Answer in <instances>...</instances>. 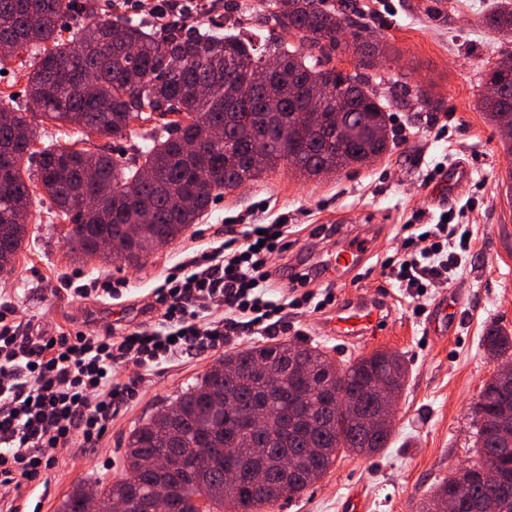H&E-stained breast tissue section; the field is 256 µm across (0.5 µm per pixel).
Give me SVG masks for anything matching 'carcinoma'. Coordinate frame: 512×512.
Returning <instances> with one entry per match:
<instances>
[{
	"label": "carcinoma",
	"instance_id": "1",
	"mask_svg": "<svg viewBox=\"0 0 512 512\" xmlns=\"http://www.w3.org/2000/svg\"><path fill=\"white\" fill-rule=\"evenodd\" d=\"M76 0H0V59L31 47L38 50L27 75L26 95L42 117L75 125L115 141L129 136L130 123L170 117L145 140L139 162L122 167L110 154L72 147L32 150L33 118L18 107H0V273L10 271L27 236L15 216L28 212L30 186L25 157L38 155L37 177L56 214L71 220L64 238L81 259L145 264L154 239L172 243L205 214L215 191L235 189L281 164L304 178L336 175L387 152L388 105L363 73L346 74L331 64L338 35L354 32L357 67L369 69L383 54L380 33L319 0H262L266 19L278 30L258 49L252 40L216 29H190L172 20L153 30L118 14L92 20L75 43L61 36L63 20ZM485 28L512 35V0H496L484 14ZM299 45L285 46V37ZM318 51L315 57L312 51ZM276 58L282 70L274 90L259 87L246 101H234L224 86L200 91L215 69L223 78L246 80L250 70ZM500 127L512 126V65L488 71L479 103ZM122 239L126 252L97 249L104 239ZM486 352L512 358V333L488 325ZM300 360L320 384L313 391L300 379L281 377L278 396L266 389L269 359ZM408 364L399 354L377 350L344 368L304 343H275L224 355L173 404L135 427L126 444L130 459L155 448L159 429L170 427V447L180 456L172 473L98 481L102 506L114 498H140L160 481L187 483L190 490L170 501L166 512H261L262 507L303 493L335 463L339 454L375 455L388 447L392 430L364 435L356 411H370L368 387L384 378L401 393ZM268 407L267 420L252 429L238 416L242 406ZM512 408V385L487 381L474 403L478 458L459 476L442 480L422 499L418 512H438L437 503L463 486L468 506L495 498L497 512H512V447H501L497 417ZM495 456L496 487L478 476L479 465ZM85 488L75 486L59 512H83Z\"/></svg>",
	"mask_w": 512,
	"mask_h": 512
}]
</instances>
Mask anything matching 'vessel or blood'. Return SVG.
<instances>
[{"label":"vessel or blood","mask_w":512,"mask_h":512,"mask_svg":"<svg viewBox=\"0 0 512 512\" xmlns=\"http://www.w3.org/2000/svg\"><path fill=\"white\" fill-rule=\"evenodd\" d=\"M369 240L362 239L340 248L326 259L325 265L332 274H351L370 255ZM393 326V312L386 298L359 300L337 305L328 318L331 335L354 341H365L388 335Z\"/></svg>","instance_id":"vessel-or-blood-1"}]
</instances>
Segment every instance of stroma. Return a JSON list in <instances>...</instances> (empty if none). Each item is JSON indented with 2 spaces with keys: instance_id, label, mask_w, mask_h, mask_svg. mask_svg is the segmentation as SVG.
I'll list each match as a JSON object with an SVG mask.
<instances>
[{
  "instance_id": "obj_1",
  "label": "stroma",
  "mask_w": 512,
  "mask_h": 512,
  "mask_svg": "<svg viewBox=\"0 0 512 512\" xmlns=\"http://www.w3.org/2000/svg\"><path fill=\"white\" fill-rule=\"evenodd\" d=\"M348 8L380 32L385 51L369 69L370 86L390 100L393 145L380 159L334 177L303 179L289 165L223 192L206 215L176 242L156 247L141 266L72 259L63 238L64 219L55 216L46 194L32 185L28 233L12 272L0 274V308L20 320L35 318L49 335L90 332L157 322L155 290L169 269L203 247L238 236L244 224L289 223L288 249L272 256L274 268L308 271L312 288H332L337 301L390 296L395 321L389 336L363 345L327 335L326 311L289 313L275 342H305L323 348L337 364L375 350L402 354L407 382L395 409L394 433L375 456L339 455L323 479L302 497L278 502L272 512H338L340 500L359 491L364 512H415L419 501L448 475L476 458L471 407L497 363L485 352L488 324L512 332V155L504 151L495 125L478 103L488 71L502 54H512V36L482 24L493 0H326ZM189 23L227 29L235 23L272 33L260 0H193ZM35 57L23 49L0 61V102L28 107L27 73ZM443 104L431 112L414 90ZM147 124L133 121L127 139L108 143L50 120L38 127L37 148L90 142L108 146L127 162L143 144ZM470 170L449 188L431 180L435 165ZM448 213L449 223L468 225L472 251L456 280L416 296L396 288L383 273L384 260L403 247L401 224L412 216L430 222ZM373 233V251L354 274L328 279L323 262L350 236ZM123 279L122 297L78 296L77 287ZM447 301L459 320L445 336L433 328L435 308ZM224 356L223 350L186 354L151 371L127 363L117 380L140 375L138 392L120 405L103 435L81 448L52 451V466L20 492L0 493V512H58L76 483L94 486L128 470L131 431L161 407L171 405Z\"/></svg>"
}]
</instances>
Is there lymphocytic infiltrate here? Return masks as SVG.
<instances>
[{"label": "lymphocytic infiltrate", "mask_w": 512, "mask_h": 512, "mask_svg": "<svg viewBox=\"0 0 512 512\" xmlns=\"http://www.w3.org/2000/svg\"><path fill=\"white\" fill-rule=\"evenodd\" d=\"M402 230L404 251L386 262L396 285L450 284L471 251L467 230L444 219ZM287 232L284 224H248L241 237L192 256L157 288L163 312L149 327L49 338L0 311V485L18 489L34 480L48 466L46 449L102 435L114 409L136 392L135 378L115 380L118 365L157 368L187 351L223 347L234 336L271 333L287 311L332 305L330 289L318 296L307 290L305 273L291 274L289 292L275 293L280 271L269 259L286 250Z\"/></svg>", "instance_id": "obj_1"}]
</instances>
